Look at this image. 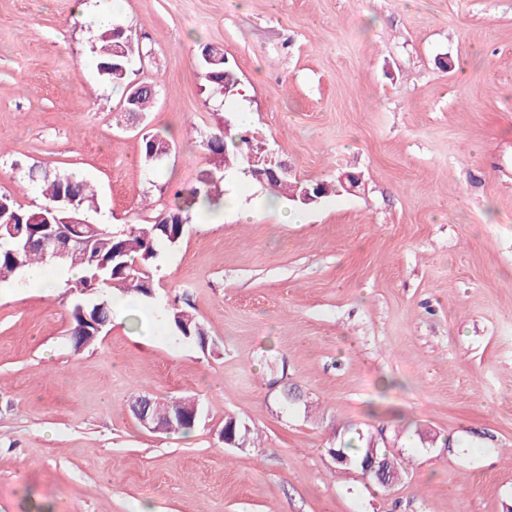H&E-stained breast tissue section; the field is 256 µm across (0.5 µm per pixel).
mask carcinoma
Listing matches in <instances>:
<instances>
[{
	"label": "carcinoma",
	"mask_w": 512,
	"mask_h": 512,
	"mask_svg": "<svg viewBox=\"0 0 512 512\" xmlns=\"http://www.w3.org/2000/svg\"><path fill=\"white\" fill-rule=\"evenodd\" d=\"M114 28L103 29L97 37L95 53L99 74L108 82L120 86H130V64L135 52L136 38L125 34L119 42L123 44L127 58L123 59L122 67H117V57L112 55V32ZM219 48L206 46L202 49L199 65L211 93L215 96L224 95V88L234 86L238 82L236 74L228 68L224 60L218 58ZM203 146L211 156L207 167L199 171L195 186L187 195L179 194L174 204L168 207L169 214L174 218L172 224H155L151 221L142 224H131L122 231L112 230L110 224H97L95 230L81 226L79 231L87 235L89 240V260L76 261L72 258L61 259L53 256L47 247H31L29 249L17 245L11 237L0 239V283L8 282L20 274L22 268L34 264H53L56 266L70 265L80 267L85 275L71 285L72 291L87 296V299L76 303L71 311L73 326L83 325L90 331L103 324L108 327L112 322V290L133 293L139 297H150L153 288L148 272L149 266L158 256V248L162 245H174L182 237L183 225L189 223L192 212L207 208L209 210L221 205L224 182V159L234 160L239 153L228 149L227 141H221L220 148L214 150L208 141ZM173 148L170 139L160 134H146L142 138V156L148 166L159 163L157 156ZM29 177L41 183L44 201L32 208H23L9 196L0 195V225L9 220L33 231L37 225L30 223L36 214H44L51 218H64L69 215L66 210L68 203L63 198L73 195L76 205L83 215L97 209V194L87 183L75 179L69 174L54 176L44 172H30ZM170 319L181 334L204 343V328L194 318L182 310H174ZM188 399H174L167 403L152 401L151 411L157 414L155 426H170L164 414L172 415L179 412L176 405H186ZM371 445L353 446L347 442L336 449L342 457L351 462L361 461Z\"/></svg>",
	"instance_id": "cac0c4a2"
}]
</instances>
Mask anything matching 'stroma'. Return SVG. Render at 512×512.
Masks as SVG:
<instances>
[{"instance_id":"stroma-1","label":"stroma","mask_w":512,"mask_h":512,"mask_svg":"<svg viewBox=\"0 0 512 512\" xmlns=\"http://www.w3.org/2000/svg\"><path fill=\"white\" fill-rule=\"evenodd\" d=\"M84 2L0 0V194L30 207V167L73 173L120 230L191 187L226 124L293 180L363 182L284 224L295 202L228 174L251 219L194 217L153 297L80 352L58 268L1 283L0 512H512V0H116L108 22ZM108 23L147 48L143 117L97 71ZM207 45L244 98L211 94ZM149 131L176 147L156 174ZM142 393L196 398V427L145 429ZM230 417L250 444H224ZM359 436L399 482L339 469ZM170 319L180 334L189 335L187 338H194L200 344L204 343V336H206L204 328L193 317H190L182 310L175 309L170 314ZM186 327L189 329V333Z\"/></svg>"}]
</instances>
